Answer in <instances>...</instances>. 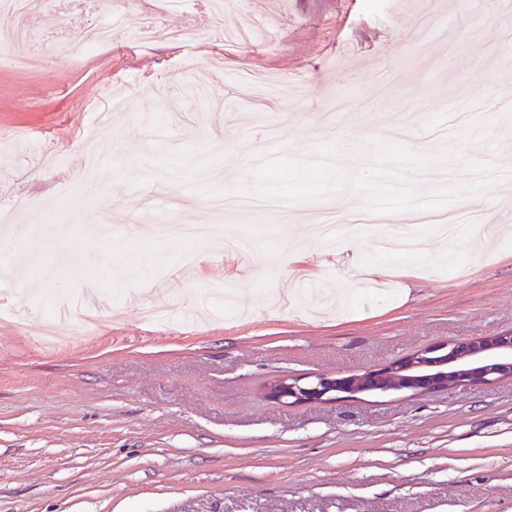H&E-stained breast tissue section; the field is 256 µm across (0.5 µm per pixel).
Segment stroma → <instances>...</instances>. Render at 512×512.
Returning <instances> with one entry per match:
<instances>
[{"instance_id":"obj_1","label":"stroma","mask_w":512,"mask_h":512,"mask_svg":"<svg viewBox=\"0 0 512 512\" xmlns=\"http://www.w3.org/2000/svg\"><path fill=\"white\" fill-rule=\"evenodd\" d=\"M0 63V512H512V379L285 406L280 376L377 369L512 332V0H44ZM131 19L109 47L80 32ZM436 30L420 39L416 15ZM258 22L254 40L157 42L153 26ZM279 83L247 105L246 72ZM370 108L328 125L337 94ZM447 188L490 241L398 213L330 248L314 209ZM174 224L249 238L187 244ZM232 290L244 315L189 321ZM81 303L88 344L44 341Z\"/></svg>"}]
</instances>
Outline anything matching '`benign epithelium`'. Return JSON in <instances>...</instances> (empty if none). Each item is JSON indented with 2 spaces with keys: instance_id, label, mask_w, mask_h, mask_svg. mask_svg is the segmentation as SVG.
I'll use <instances>...</instances> for the list:
<instances>
[{
  "instance_id": "obj_1",
  "label": "benign epithelium",
  "mask_w": 512,
  "mask_h": 512,
  "mask_svg": "<svg viewBox=\"0 0 512 512\" xmlns=\"http://www.w3.org/2000/svg\"><path fill=\"white\" fill-rule=\"evenodd\" d=\"M505 378H512V332L433 344L361 374L318 375L308 382L279 378L269 383L266 395L292 406L336 402L375 392L422 394L450 385H488Z\"/></svg>"
}]
</instances>
